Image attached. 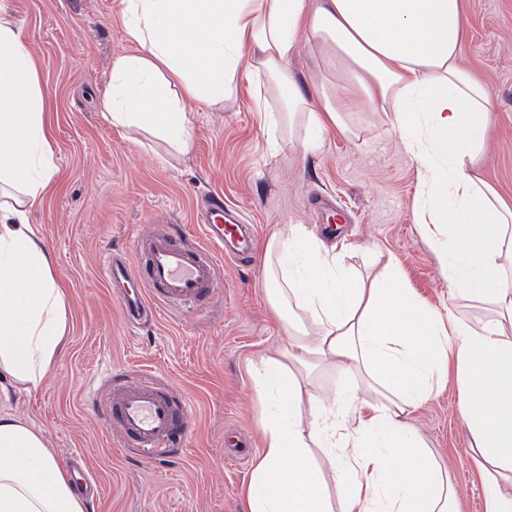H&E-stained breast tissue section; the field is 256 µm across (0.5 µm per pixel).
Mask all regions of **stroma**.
<instances>
[{
	"instance_id": "stroma-1",
	"label": "stroma",
	"mask_w": 512,
	"mask_h": 512,
	"mask_svg": "<svg viewBox=\"0 0 512 512\" xmlns=\"http://www.w3.org/2000/svg\"><path fill=\"white\" fill-rule=\"evenodd\" d=\"M468 32L462 63L489 89L494 111L477 164L480 178L512 203V0H464ZM28 46L42 61L51 91L47 111L56 141L58 186L31 215L68 287V344L54 373L36 390L0 397L39 429L60 461L85 455L99 492L90 512H241L239 492L262 446L263 397L251 365L275 353L285 336L266 298L261 260L267 239L299 224L343 255L354 275H373L394 255L402 280L420 300L477 321L490 306L452 297L417 209L418 164L390 118L355 112L350 133L332 129L303 152L296 127L273 130L267 112L279 101L238 72L223 107L193 119L187 154L162 159L149 133H128L100 117L112 58L134 52L121 0H10ZM223 194L256 225L252 257L220 266L219 292L200 308H158L138 328L103 272L109 251L131 254L138 236L160 229L197 236L198 207ZM153 371L191 406L185 448L149 461L118 446L90 394H107L113 373ZM458 390L448 384L408 417L448 467L460 512H487L471 459Z\"/></svg>"
}]
</instances>
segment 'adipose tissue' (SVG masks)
I'll list each match as a JSON object with an SVG mask.
<instances>
[{
  "label": "adipose tissue",
  "instance_id": "1",
  "mask_svg": "<svg viewBox=\"0 0 512 512\" xmlns=\"http://www.w3.org/2000/svg\"><path fill=\"white\" fill-rule=\"evenodd\" d=\"M133 54L112 58L103 118L188 152L196 108L223 103L242 55L283 100L280 127L303 123L304 152L348 112H385L419 167L425 235L456 297L486 300L475 324L419 300L394 257L365 279L293 225L265 247L266 295L285 344L253 368L272 404L241 488L242 512H458V494L410 409L455 382L487 512H512V206L474 174L491 94L461 64L463 0H122ZM321 76L301 89L300 45ZM41 61L0 0V378L31 390L56 368L67 292L30 213L53 188L56 145ZM336 369L332 397L302 373ZM0 512H88L42 433L0 415Z\"/></svg>",
  "mask_w": 512,
  "mask_h": 512
}]
</instances>
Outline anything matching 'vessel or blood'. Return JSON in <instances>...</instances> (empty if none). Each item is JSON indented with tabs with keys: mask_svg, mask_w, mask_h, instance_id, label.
Instances as JSON below:
<instances>
[{
	"mask_svg": "<svg viewBox=\"0 0 512 512\" xmlns=\"http://www.w3.org/2000/svg\"><path fill=\"white\" fill-rule=\"evenodd\" d=\"M200 227L201 240L157 231L135 239L133 259H106L105 276L121 285L120 301L129 323L138 322L142 312L157 303L198 305L214 290L220 258L247 252L251 246L252 225L240 223L222 195L209 197ZM104 409L122 447L137 449L146 458L163 460L186 443L188 403L150 375H113Z\"/></svg>",
	"mask_w": 512,
	"mask_h": 512,
	"instance_id": "obj_1",
	"label": "vessel or blood"
}]
</instances>
